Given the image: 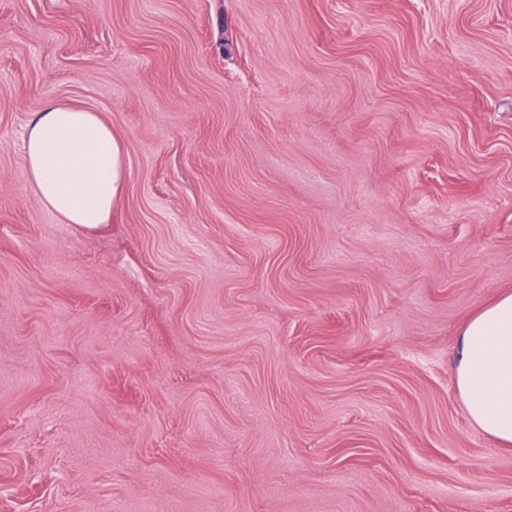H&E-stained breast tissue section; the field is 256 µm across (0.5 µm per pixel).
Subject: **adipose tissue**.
<instances>
[{
	"mask_svg": "<svg viewBox=\"0 0 512 512\" xmlns=\"http://www.w3.org/2000/svg\"><path fill=\"white\" fill-rule=\"evenodd\" d=\"M26 178L45 208L76 229L107 223L124 183L123 147L99 113L51 102L24 140ZM456 387L473 425L512 446V292L461 328Z\"/></svg>",
	"mask_w": 512,
	"mask_h": 512,
	"instance_id": "1",
	"label": "adipose tissue"
}]
</instances>
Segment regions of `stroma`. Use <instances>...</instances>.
I'll list each match as a JSON object with an SVG mask.
<instances>
[{
  "instance_id": "1",
  "label": "stroma",
  "mask_w": 512,
  "mask_h": 512,
  "mask_svg": "<svg viewBox=\"0 0 512 512\" xmlns=\"http://www.w3.org/2000/svg\"><path fill=\"white\" fill-rule=\"evenodd\" d=\"M51 101L125 150L47 210ZM512 291V0H0V512H512L464 322ZM27 181L65 224H106L124 183L123 147L98 112L50 102L28 125Z\"/></svg>"
}]
</instances>
